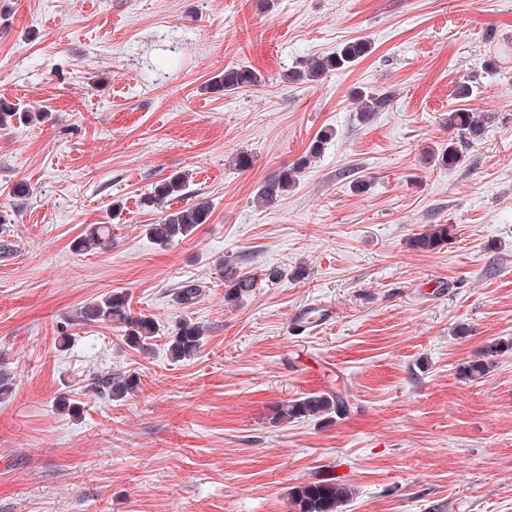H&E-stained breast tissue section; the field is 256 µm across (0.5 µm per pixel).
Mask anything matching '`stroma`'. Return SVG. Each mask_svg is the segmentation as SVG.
Returning <instances> with one entry per match:
<instances>
[{
	"instance_id": "35a3bbf8",
	"label": "stroma",
	"mask_w": 512,
	"mask_h": 512,
	"mask_svg": "<svg viewBox=\"0 0 512 512\" xmlns=\"http://www.w3.org/2000/svg\"><path fill=\"white\" fill-rule=\"evenodd\" d=\"M360 37L372 51L355 66L284 80ZM240 63L264 86L206 92ZM361 88L392 97L368 124ZM0 98L51 114L0 130V366L15 377L0 512H289L292 488L332 475L354 490L344 512H512V0H0ZM460 107L499 120L463 165L427 163L457 139ZM328 127L284 202L254 206ZM173 171L188 175L174 208L202 195L214 210L162 247L146 233L161 213L140 200ZM19 182L28 195L11 197ZM97 224L111 247L74 252ZM429 224L452 240L412 249ZM221 261L281 276L230 306ZM193 279L202 295L179 304ZM114 291L163 326L147 352L69 325ZM324 304L331 319L294 328ZM185 319L204 342L177 362L165 334ZM498 341L488 373L465 378ZM110 371L138 391L92 392ZM343 385L347 415L276 421L278 405Z\"/></svg>"
}]
</instances>
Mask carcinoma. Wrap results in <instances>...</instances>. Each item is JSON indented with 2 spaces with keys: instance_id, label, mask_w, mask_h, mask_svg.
<instances>
[{
  "instance_id": "carcinoma-1",
  "label": "carcinoma",
  "mask_w": 512,
  "mask_h": 512,
  "mask_svg": "<svg viewBox=\"0 0 512 512\" xmlns=\"http://www.w3.org/2000/svg\"><path fill=\"white\" fill-rule=\"evenodd\" d=\"M371 52V43L355 38L341 44L336 51L311 59L303 70H293L283 74L289 81H315L330 71L345 70L366 57ZM265 83L260 71L248 65L231 66L211 79L206 87L210 93L230 95L241 90L258 88ZM357 119L368 124L374 116L389 109L391 97L359 91L355 97ZM48 118L46 112H20L15 105L0 99V129L9 126L13 120L27 121ZM496 121V116L484 112H472L458 108L448 113V126L459 131L473 141L479 140ZM332 130H320L309 142L303 154L276 173L268 177L258 187L253 203L260 208H274L280 205L288 192L296 185L299 176L310 168L313 161L321 156L325 145L331 140ZM433 160L449 168L460 165L464 156L456 143L440 149ZM187 177L182 172H173L155 182L151 191L144 197L146 207H160L164 216L156 224L147 225V234L161 246L189 237L201 224L208 222L212 215V206L208 199L180 209L171 210L164 205L183 196ZM453 229L448 224H429L415 235L412 246L421 251L430 252L448 243L452 239ZM112 242L110 225L99 224L88 234L73 240V249L88 252L108 247ZM279 272L270 270L264 274L251 271L240 272L231 267L222 269L224 279V301L230 304L240 302L258 288V282L278 278ZM202 285L194 280L184 282L176 292L178 301L186 306L194 304L201 295ZM78 324H99L114 326L122 332L125 344L134 350L143 351L160 332V325L151 317L133 313L129 297L123 292H114L100 300L93 301L80 308L76 313ZM203 345V334L199 326L183 321L175 333L169 337L168 352L175 361L188 360L199 352ZM504 346L496 343L482 353V357L472 360L464 367L465 375L471 380L483 377L490 367V358L497 355ZM138 389V378L123 373L107 374L92 382V390L111 399H122ZM353 394L349 390H336L324 393H311L304 397L285 402L276 410L275 421L288 422L303 418H327L348 414L354 406L350 402ZM353 489L350 485L334 478L320 479L309 484L293 488L290 493V512H342Z\"/></svg>"
}]
</instances>
